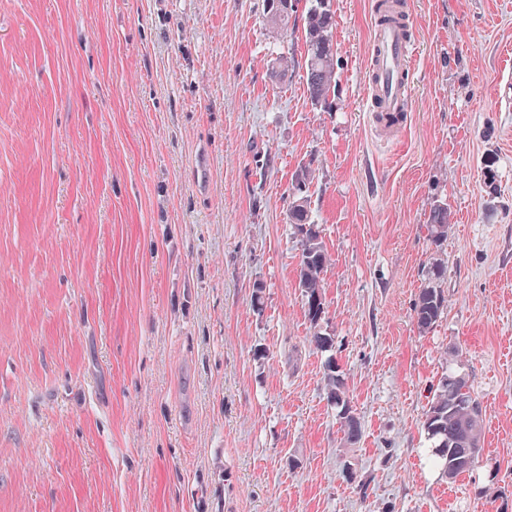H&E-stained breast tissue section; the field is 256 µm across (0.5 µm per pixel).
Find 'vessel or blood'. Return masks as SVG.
Wrapping results in <instances>:
<instances>
[{
    "instance_id": "b4317fda",
    "label": "vessel or blood",
    "mask_w": 512,
    "mask_h": 512,
    "mask_svg": "<svg viewBox=\"0 0 512 512\" xmlns=\"http://www.w3.org/2000/svg\"><path fill=\"white\" fill-rule=\"evenodd\" d=\"M377 16L367 64L366 96L377 137L390 142L408 127L417 40L401 0H373Z\"/></svg>"
}]
</instances>
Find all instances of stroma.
<instances>
[{
  "label": "stroma",
  "mask_w": 512,
  "mask_h": 512,
  "mask_svg": "<svg viewBox=\"0 0 512 512\" xmlns=\"http://www.w3.org/2000/svg\"><path fill=\"white\" fill-rule=\"evenodd\" d=\"M407 3L394 150L364 98L371 0H332L325 108L263 0H0V512H512V0ZM307 166L331 257L315 324L288 222ZM451 372L484 414L452 482L422 428ZM452 219V212L449 210L448 204L441 200L434 201L429 213V224L426 226L430 240L436 246L443 245V242L448 239ZM446 267L441 262L432 263L428 268V282L420 289L414 303V317L422 331L431 329L444 314L445 297L439 282L444 279ZM327 373L325 375V387L327 390V399L331 404L340 408V423L341 428L350 442L356 441L361 435V426L356 417L349 413L347 408V390L343 379L339 378L336 371L331 364L327 366Z\"/></svg>",
  "instance_id": "35a3bbf8"
}]
</instances>
